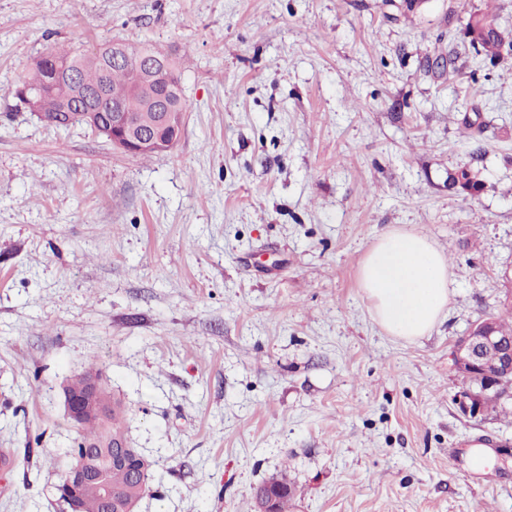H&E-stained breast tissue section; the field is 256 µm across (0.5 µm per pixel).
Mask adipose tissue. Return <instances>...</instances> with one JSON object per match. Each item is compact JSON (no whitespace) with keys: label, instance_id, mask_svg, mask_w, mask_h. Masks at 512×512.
I'll list each match as a JSON object with an SVG mask.
<instances>
[{"label":"adipose tissue","instance_id":"obj_1","mask_svg":"<svg viewBox=\"0 0 512 512\" xmlns=\"http://www.w3.org/2000/svg\"><path fill=\"white\" fill-rule=\"evenodd\" d=\"M360 278L375 320L400 339L429 333L449 303L448 262L426 236L414 231L382 234L367 254Z\"/></svg>","mask_w":512,"mask_h":512}]
</instances>
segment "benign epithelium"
<instances>
[{"label":"benign epithelium","instance_id":"1","mask_svg":"<svg viewBox=\"0 0 512 512\" xmlns=\"http://www.w3.org/2000/svg\"><path fill=\"white\" fill-rule=\"evenodd\" d=\"M168 75L169 57L166 55L153 56L152 63L147 66L136 64L135 89L159 101L154 106L151 119L143 124L133 122L131 113L124 111L120 101L112 102L110 117L100 118L97 101L108 96L107 89L99 87L89 92L82 87L78 88L77 95L87 101V105L80 108L83 123L112 146L128 154L159 153L170 149L181 132L182 114L173 111L163 97ZM15 96L23 100L32 115L41 121L45 120L38 93L23 83L15 89ZM454 361L459 370L483 376V382L477 390H466L460 394L459 404L465 414L472 418L484 416V398L488 395L512 398V391L504 388L505 378L512 376V339L498 335L491 321L483 319L474 324L467 336L456 344ZM64 404L68 418L75 425L80 424L89 412L105 414L110 410V407L98 402L97 385L93 379L87 382L81 394L66 396ZM61 477L69 490L65 512H81L80 502L74 497V489L87 481L98 483L104 499L112 500L105 468L96 463L85 450L68 455Z\"/></svg>","mask_w":512,"mask_h":512}]
</instances>
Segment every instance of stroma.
<instances>
[{
  "label": "stroma",
  "mask_w": 512,
  "mask_h": 512,
  "mask_svg": "<svg viewBox=\"0 0 512 512\" xmlns=\"http://www.w3.org/2000/svg\"><path fill=\"white\" fill-rule=\"evenodd\" d=\"M473 14L512 30V0H0V448L33 450L0 512H55L61 387L91 367L154 463L138 512H253L281 475L289 512H512V409L464 415L453 360L512 270V47L476 54ZM109 41L176 57L168 151L16 98L51 48ZM392 229L448 261L411 341L359 284ZM448 188L459 194L474 197L484 189V183L478 172L470 168H461L448 176Z\"/></svg>",
  "instance_id": "35a3bbf8"
}]
</instances>
